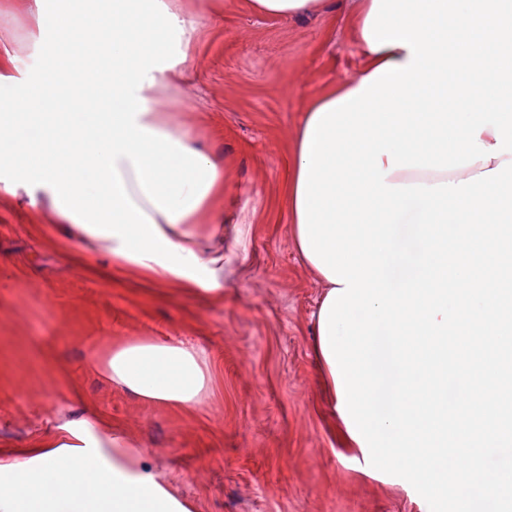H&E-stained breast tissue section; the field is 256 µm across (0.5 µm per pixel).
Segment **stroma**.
<instances>
[{
  "label": "stroma",
  "mask_w": 512,
  "mask_h": 512,
  "mask_svg": "<svg viewBox=\"0 0 512 512\" xmlns=\"http://www.w3.org/2000/svg\"><path fill=\"white\" fill-rule=\"evenodd\" d=\"M0 52L43 65L34 0H0ZM203 25L195 58L166 88L176 121L224 161L220 291L111 279L64 250L48 206L0 192V458L65 420L101 418L142 441L190 512H425L417 494L368 475L317 362L324 288L297 253L285 204L307 101L363 63L339 7L303 19L244 0H182ZM133 339L201 347L195 409L147 402L90 370Z\"/></svg>",
  "instance_id": "1"
}]
</instances>
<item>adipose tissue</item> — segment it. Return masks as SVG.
Segmentation results:
<instances>
[{"mask_svg": "<svg viewBox=\"0 0 512 512\" xmlns=\"http://www.w3.org/2000/svg\"><path fill=\"white\" fill-rule=\"evenodd\" d=\"M179 0H36L47 63L14 77L0 54V191L46 202L65 241L105 252L115 269L193 293L220 287L224 253L204 247L223 234L224 167L171 117L163 88L183 76L199 34ZM373 0H349L364 57L357 77L332 85L305 109L292 152L286 206L299 226L298 184L307 122L360 87L407 48L371 50L363 36ZM498 159L453 171L403 169L388 183L434 185L494 169ZM100 367L113 383L160 404L194 408L206 394L203 349L133 340ZM139 442L102 420L58 425L28 458L0 461V512H189L143 461Z\"/></svg>", "mask_w": 512, "mask_h": 512, "instance_id": "1", "label": "adipose tissue"}]
</instances>
